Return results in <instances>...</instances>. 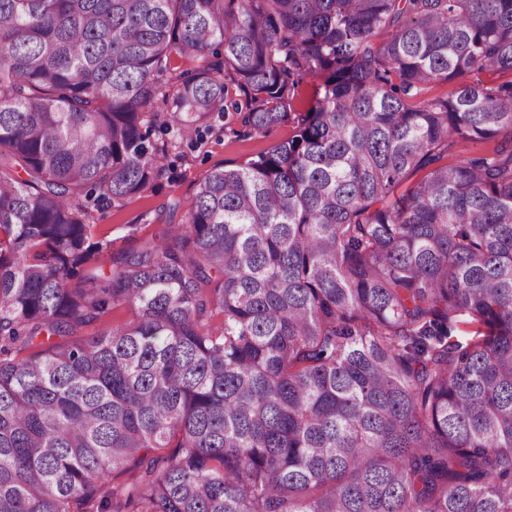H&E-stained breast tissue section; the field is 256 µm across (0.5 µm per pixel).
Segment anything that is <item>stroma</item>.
I'll list each match as a JSON object with an SVG mask.
<instances>
[{
  "instance_id": "stroma-1",
  "label": "stroma",
  "mask_w": 512,
  "mask_h": 512,
  "mask_svg": "<svg viewBox=\"0 0 512 512\" xmlns=\"http://www.w3.org/2000/svg\"><path fill=\"white\" fill-rule=\"evenodd\" d=\"M209 129L186 134L179 148L165 159L167 174L140 197L122 207H108L94 214L98 237L111 240L116 252L138 250L154 241L167 224H179L196 181L225 163H241L253 154L288 139L291 124L264 134L245 132L235 113L213 114Z\"/></svg>"
}]
</instances>
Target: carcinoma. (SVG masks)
<instances>
[{
  "label": "carcinoma",
  "mask_w": 512,
  "mask_h": 512,
  "mask_svg": "<svg viewBox=\"0 0 512 512\" xmlns=\"http://www.w3.org/2000/svg\"><path fill=\"white\" fill-rule=\"evenodd\" d=\"M472 72L512 0H0V512H512V80ZM158 101L295 133L114 255ZM133 317L131 308L128 305H121L115 307L111 313L105 316L99 322H96L85 328V335H95L99 330L106 328L107 326L121 325L130 321Z\"/></svg>",
  "instance_id": "carcinoma-1"
}]
</instances>
